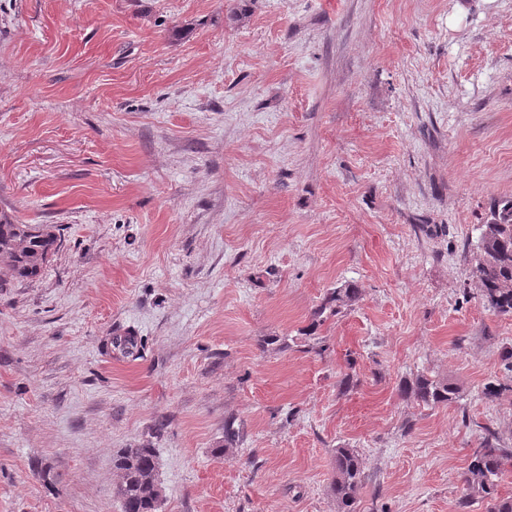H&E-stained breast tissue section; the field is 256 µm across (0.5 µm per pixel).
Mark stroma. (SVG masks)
I'll list each match as a JSON object with an SVG mask.
<instances>
[{
  "mask_svg": "<svg viewBox=\"0 0 512 512\" xmlns=\"http://www.w3.org/2000/svg\"><path fill=\"white\" fill-rule=\"evenodd\" d=\"M510 195L512 0H0V219L61 235L0 290V512H121L139 444L162 512H336L341 446L358 512H486L512 317L471 268ZM404 394H411L415 399L427 405H446L457 398V388L449 382L432 380L419 375L412 384L401 388ZM481 428L480 442L464 474L467 493L460 508L465 511L473 500H480L486 502L487 512H512V498L500 496L497 489L499 476L512 464V443L503 441L490 427ZM112 466L118 477L115 494L122 512H160L163 495L155 448H123L112 459ZM332 491L337 512H356L358 494L364 480V462L353 448H336Z\"/></svg>",
  "mask_w": 512,
  "mask_h": 512,
  "instance_id": "35a3bbf8",
  "label": "stroma"
}]
</instances>
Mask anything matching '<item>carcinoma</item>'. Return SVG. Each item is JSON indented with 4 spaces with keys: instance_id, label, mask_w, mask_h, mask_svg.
I'll list each match as a JSON object with an SVG mask.
<instances>
[{
    "instance_id": "cac0c4a2",
    "label": "carcinoma",
    "mask_w": 512,
    "mask_h": 512,
    "mask_svg": "<svg viewBox=\"0 0 512 512\" xmlns=\"http://www.w3.org/2000/svg\"><path fill=\"white\" fill-rule=\"evenodd\" d=\"M61 237L53 224H14L0 221V267L9 281H31L55 253ZM480 256L472 267L473 284L484 304L493 312L512 317V197H503L489 209L476 246ZM359 289L334 288L329 302L336 311L352 305ZM404 394L427 405H446L457 398V388L449 382L424 375L401 388ZM512 464V443L501 439L489 427L482 428L477 448L464 474L465 499L460 508L474 500L486 503L487 512H512V498L498 493V479L505 466ZM118 480L115 494L122 512H160L163 495L158 483L156 449L147 446L123 448L112 459ZM332 491L337 512H356L358 494L364 480V462L353 448H338L334 455Z\"/></svg>"
}]
</instances>
